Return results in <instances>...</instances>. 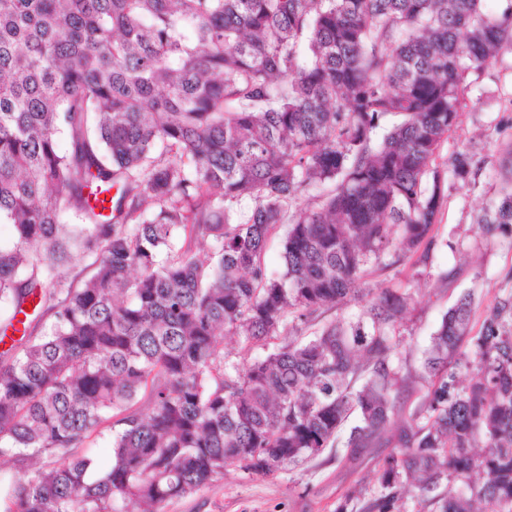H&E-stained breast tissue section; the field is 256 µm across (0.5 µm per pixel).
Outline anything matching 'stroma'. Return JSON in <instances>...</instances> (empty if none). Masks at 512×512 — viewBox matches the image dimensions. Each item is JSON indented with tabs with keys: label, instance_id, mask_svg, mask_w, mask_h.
I'll list each match as a JSON object with an SVG mask.
<instances>
[{
	"label": "stroma",
	"instance_id": "1",
	"mask_svg": "<svg viewBox=\"0 0 512 512\" xmlns=\"http://www.w3.org/2000/svg\"><path fill=\"white\" fill-rule=\"evenodd\" d=\"M466 106L457 128L439 148L440 160L459 150L473 156L475 181L449 191L432 228V263L423 267L407 259L385 269L369 263L373 285L412 288L417 292L407 323L406 351L418 362L442 316L465 293L475 295L472 331H479L504 290H512V245L484 239L477 219L505 186L512 160V53L472 71L465 83ZM377 488L373 463L356 471L337 467L331 452L307 463L288 465L275 475H250L229 465L222 478L171 501L166 512H336L353 485Z\"/></svg>",
	"mask_w": 512,
	"mask_h": 512
}]
</instances>
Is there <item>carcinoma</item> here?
I'll list each match as a JSON object with an SVG mask.
<instances>
[{
  "instance_id": "obj_1",
  "label": "carcinoma",
  "mask_w": 512,
  "mask_h": 512,
  "mask_svg": "<svg viewBox=\"0 0 512 512\" xmlns=\"http://www.w3.org/2000/svg\"><path fill=\"white\" fill-rule=\"evenodd\" d=\"M484 2L0 0V343L20 334L0 457L52 458L0 512H164L229 463L270 476L328 448L380 485L336 512H407L411 490L417 512H512V291L474 336L460 297L412 366L411 291L359 287L372 258L428 265L448 189L471 183L470 153L449 182L437 151L465 75L512 51V0ZM478 229L512 244V191ZM350 301L357 321L316 326ZM224 334L283 341L240 366ZM114 411L101 469L75 449ZM288 225L279 224L277 229L269 236L265 247V261L268 272L272 276H278L283 270L282 250L283 240L286 236Z\"/></svg>"
}]
</instances>
